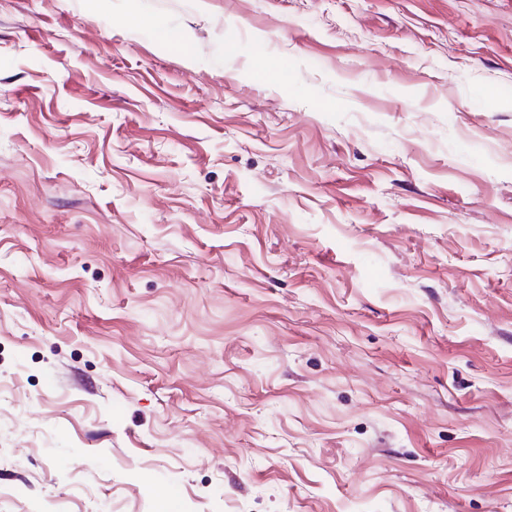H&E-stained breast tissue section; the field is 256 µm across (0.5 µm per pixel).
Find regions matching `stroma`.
<instances>
[{
  "instance_id": "35a3bbf8",
  "label": "stroma",
  "mask_w": 512,
  "mask_h": 512,
  "mask_svg": "<svg viewBox=\"0 0 512 512\" xmlns=\"http://www.w3.org/2000/svg\"><path fill=\"white\" fill-rule=\"evenodd\" d=\"M171 491L512 512V0H0V512Z\"/></svg>"
}]
</instances>
